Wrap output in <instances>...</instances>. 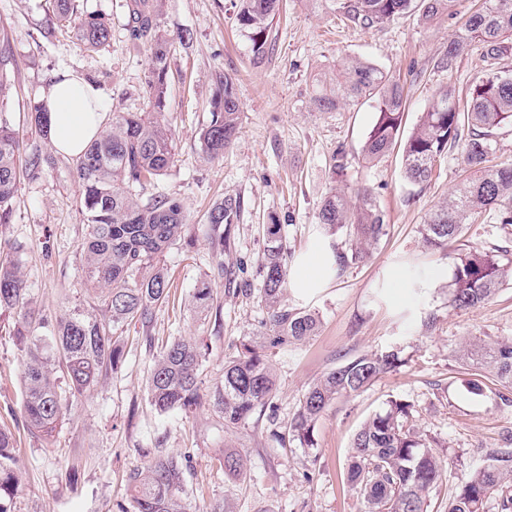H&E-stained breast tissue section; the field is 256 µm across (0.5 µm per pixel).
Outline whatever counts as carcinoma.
<instances>
[{
	"label": "carcinoma",
	"instance_id": "cac0c4a2",
	"mask_svg": "<svg viewBox=\"0 0 512 512\" xmlns=\"http://www.w3.org/2000/svg\"><path fill=\"white\" fill-rule=\"evenodd\" d=\"M163 0H125L133 39L150 50L146 79L153 102L148 113L123 112L106 116L97 138L76 159L75 174L82 188L87 233L80 245L85 290L100 311L83 307L68 310L48 336L36 335L34 309L21 273L22 249L0 259V308L16 311L14 336L25 353L21 383L24 392L22 418L27 429L49 437L70 410L103 377L115 373L124 362V327L139 322L147 327L154 311L169 293V278L161 265L165 252L181 239L186 215L180 202L158 194L137 200L154 178L174 163L173 134L164 116L168 58L176 42L161 30ZM326 8L367 28L381 27L416 7L426 21L452 10L457 0H324ZM279 0H241L236 20L253 58H262L271 40ZM53 25L70 30L89 51L109 45L112 24L104 13H82L80 0H53ZM482 49L485 73L461 99L447 84L435 94L426 112L403 145L406 179L414 185L432 180L438 162L448 152L460 151L466 178L448 200L420 227L423 244L431 250H448L463 237L476 218L490 213L496 223L512 226V164L493 163L497 136L512 129V73L498 60L512 52V0H481L464 24L448 38V45L434 68L453 72L471 45ZM0 77V220L8 218L19 178L20 141ZM372 100L377 120L363 145L370 164L385 156L399 142L404 86L379 66L345 57L338 63L336 89H320L313 98L316 108L332 112ZM212 118L201 130L203 154L209 159L224 155L235 139L241 107L230 75L219 78L212 102ZM54 165V159L38 151L25 159V169L37 175ZM353 203L343 190H331L318 209L325 234L345 235L332 243L334 272L342 275L360 263L369 247L384 231L385 215L370 191L356 192ZM240 202L228 195L207 213L210 224L230 229L238 220ZM266 247L261 266V302L267 317L261 321L270 345L300 344L316 335L318 314L288 304V259L280 239V225H265ZM512 282V253L492 247L462 250L454 262L448 284V306L475 309L488 301L507 282ZM217 296L203 283L193 293L195 309L212 308ZM265 342L248 340L224 364L223 383L210 394L214 410L224 425L246 422L256 410L272 405L275 378L265 353ZM205 349L200 340L176 339L153 358L148 377V399L157 411L179 408L191 412L201 404L200 367ZM461 364L480 369L498 382L511 401L512 340L469 343L454 350ZM62 366L66 388L56 384L52 364ZM402 363V348L395 345L380 353L360 355L325 373L300 399L288 422V435L304 448L316 445V425L337 399L360 392ZM411 404L390 399L386 407L364 422L355 434L349 453L347 481L361 504V512H427V492L439 479L443 461L422 443L410 427ZM14 437L0 429V512H8L4 500L17 492L18 475L8 465L13 460ZM185 457L154 456L128 475L135 512H184ZM499 497L503 507L512 505V443L486 453L484 463L456 488L448 500V512H485L487 503Z\"/></svg>",
	"mask_w": 512,
	"mask_h": 512
}]
</instances>
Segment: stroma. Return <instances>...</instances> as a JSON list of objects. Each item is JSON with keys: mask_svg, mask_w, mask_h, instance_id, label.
Segmentation results:
<instances>
[{"mask_svg": "<svg viewBox=\"0 0 512 512\" xmlns=\"http://www.w3.org/2000/svg\"><path fill=\"white\" fill-rule=\"evenodd\" d=\"M123 0H84L87 11L112 16L106 50L87 51L68 32L52 31L51 0H0V74L11 85L13 123L22 154H54V166L21 176L8 222H0V250H23L22 272L42 322L51 324L85 303L80 244L87 232L82 189L72 157L53 148L29 123L27 103L59 73L71 71L104 93L108 113L151 109L146 76L150 52L132 40ZM238 0H164L161 28L171 38L188 35L168 60L165 117L176 142L173 166L140 200L162 193L186 210L184 238L165 254L169 297L149 329L124 332L121 369L74 402L49 438L23 425L22 353L13 329L16 316L0 310V427L16 437L20 488L9 512H132L126 476L159 453L189 457L183 503L186 512H206L223 503L226 512H360L346 481L353 437L363 422L392 398L412 406L411 425L445 462L427 495L428 512H446L455 486L482 463L488 449L512 434V403L489 380L456 363L452 348L482 339H512V283L479 308L448 305L446 287L453 257L424 247L419 228L445 201L464 173L458 152L441 161L424 186L406 181L402 150L366 164L361 148L372 130L374 102L335 112L318 111L312 95L318 81L332 79L338 59L350 56L382 67L405 87L402 130L410 132L440 85L466 94L486 63L470 47L453 73L434 69L448 37L478 5L459 0L453 12L422 21L409 12L381 28H362L308 0H283L273 23L274 46L253 60L235 15ZM230 75L242 106V125L223 157L207 159L200 131L211 118L219 76ZM343 160V173L334 163ZM368 188L386 213V231L369 257L323 288L290 291V306L312 310L317 336L296 345L269 348L277 377L272 410L253 414L234 428L224 425L208 400L220 384L224 363L243 340L255 337L265 311L261 257L264 227L279 224L292 258L324 241L317 218L322 199L335 188ZM240 199L230 231L211 226L209 207L224 196ZM241 290L224 291L223 266ZM208 282L217 307L196 316L195 288ZM203 339L200 368L204 399L193 412L155 411L146 379L162 346L177 337ZM405 362L364 391L337 400L320 418L315 448L289 437L288 422L305 390L329 370L353 358L394 345ZM244 458L242 474L224 473L225 449Z\"/></svg>", "mask_w": 512, "mask_h": 512, "instance_id": "35a3bbf8", "label": "stroma"}]
</instances>
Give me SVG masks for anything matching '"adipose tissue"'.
<instances>
[{"label": "adipose tissue", "instance_id": "1", "mask_svg": "<svg viewBox=\"0 0 512 512\" xmlns=\"http://www.w3.org/2000/svg\"><path fill=\"white\" fill-rule=\"evenodd\" d=\"M47 111L48 138L54 149L70 157L79 156L97 137L105 118L100 89L74 73L63 74L42 95ZM334 266L329 244H317L296 264L293 286L308 294L323 287Z\"/></svg>", "mask_w": 512, "mask_h": 512}]
</instances>
